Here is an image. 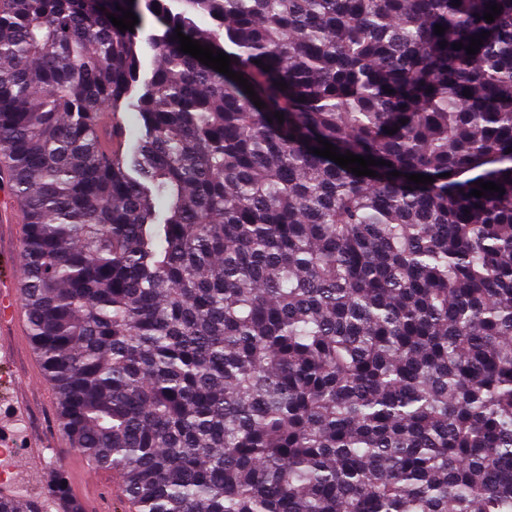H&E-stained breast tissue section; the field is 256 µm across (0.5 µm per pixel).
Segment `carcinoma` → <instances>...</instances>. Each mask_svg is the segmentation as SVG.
<instances>
[{
	"instance_id": "carcinoma-1",
	"label": "carcinoma",
	"mask_w": 512,
	"mask_h": 512,
	"mask_svg": "<svg viewBox=\"0 0 512 512\" xmlns=\"http://www.w3.org/2000/svg\"><path fill=\"white\" fill-rule=\"evenodd\" d=\"M509 148L512 0H10L0 156L60 432L134 512H512ZM65 480L0 512H82Z\"/></svg>"
}]
</instances>
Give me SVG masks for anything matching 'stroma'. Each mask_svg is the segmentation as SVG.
Segmentation results:
<instances>
[{
	"mask_svg": "<svg viewBox=\"0 0 512 512\" xmlns=\"http://www.w3.org/2000/svg\"><path fill=\"white\" fill-rule=\"evenodd\" d=\"M24 232V224L0 223V287H19ZM26 376L33 378L34 386L24 397H17L14 388ZM57 419L56 395L28 334L17 336L9 326L0 325V442H18L22 455L21 460L12 462L11 474L0 483V490L21 487L33 494L43 492L49 480L46 463L54 457L76 468L78 451L61 435ZM39 435L45 438L44 447H32V440Z\"/></svg>",
	"mask_w": 512,
	"mask_h": 512,
	"instance_id": "stroma-1",
	"label": "stroma"
}]
</instances>
